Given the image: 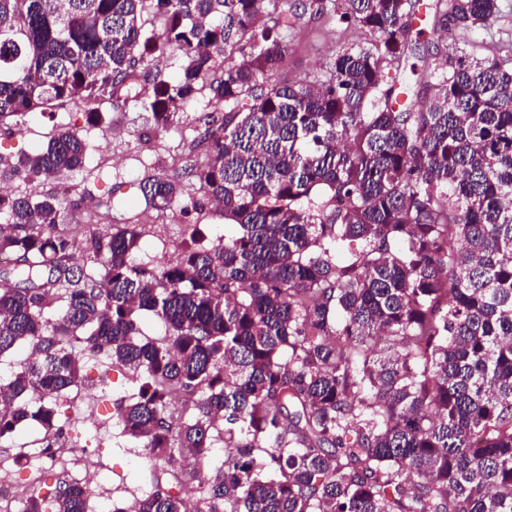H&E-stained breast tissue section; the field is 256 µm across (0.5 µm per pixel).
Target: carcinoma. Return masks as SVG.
Segmentation results:
<instances>
[{
  "mask_svg": "<svg viewBox=\"0 0 512 512\" xmlns=\"http://www.w3.org/2000/svg\"><path fill=\"white\" fill-rule=\"evenodd\" d=\"M280 0H0V118L128 89L157 52L149 107L168 125L204 88L198 190L239 233L176 261H133L137 226L93 234L99 275L57 231L63 201L0 192V439L61 436L56 398L84 383L76 349L130 372L122 432L173 464L192 448L210 477L203 512H512V69L411 39L418 0H306L375 35L323 78L276 79ZM163 17L147 35L144 14ZM499 0H435L439 37L497 18ZM424 60L421 69L409 59ZM88 142L57 131L18 165L80 168ZM169 205L181 181L140 185ZM459 239L463 247L448 249ZM62 308L44 316L52 290ZM147 311L168 333L142 340ZM188 420L173 422L172 397ZM224 441V461L213 448ZM181 480L135 512H188ZM63 482L23 512H88Z\"/></svg>",
  "mask_w": 512,
  "mask_h": 512,
  "instance_id": "obj_1",
  "label": "carcinoma"
}]
</instances>
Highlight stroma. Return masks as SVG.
I'll list each match as a JSON object with an SVG mask.
<instances>
[{
    "label": "stroma",
    "instance_id": "35a3bbf8",
    "mask_svg": "<svg viewBox=\"0 0 512 512\" xmlns=\"http://www.w3.org/2000/svg\"><path fill=\"white\" fill-rule=\"evenodd\" d=\"M298 0H286L280 10L288 18L282 35L287 52L278 70L281 81L299 82L320 71L340 49L369 39L368 31L339 21L327 13L297 14ZM512 36V0H500L497 18L484 26L449 35L448 43L473 46L477 55L494 53L497 43ZM153 84L139 81L103 104L99 118H90L81 106L64 103L27 119L24 125L0 123V187L33 199L49 192L52 183L30 180L17 166L22 154L40 151L59 128L70 127L90 143L83 166L61 173L56 182L72 187L67 197L65 220L60 229L82 239L90 232H109L111 226H141L135 253L147 267L171 260L189 239L207 248L236 229L227 224L203 194L192 189L193 174L208 156L198 143L199 119L207 113L222 116L210 91H202L160 129L148 105ZM165 174L181 179L190 189L165 212L146 207L140 191L144 181ZM89 383L58 399L57 408L70 437L88 442L93 450L98 495L89 501V512H99L103 501L122 506L124 501L153 492L167 482L165 471L151 469L142 447L123 435L114 417L118 402L129 394V373L102 357L80 361ZM39 428H24L6 444L0 455V483L24 485L39 464Z\"/></svg>",
    "mask_w": 512,
    "mask_h": 512
}]
</instances>
